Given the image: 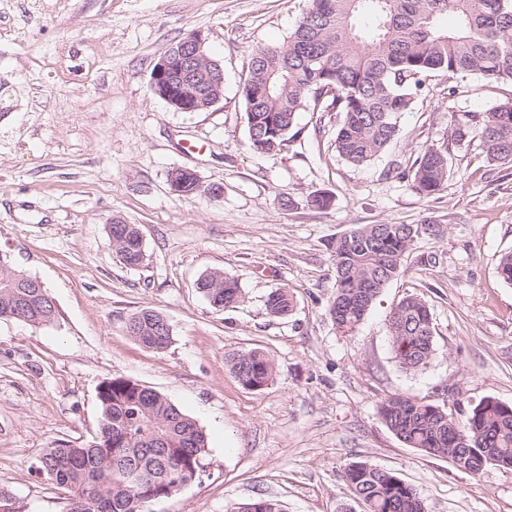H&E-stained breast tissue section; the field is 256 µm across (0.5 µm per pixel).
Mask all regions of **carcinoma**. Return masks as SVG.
Wrapping results in <instances>:
<instances>
[{
  "instance_id": "cac0c4a2",
  "label": "carcinoma",
  "mask_w": 512,
  "mask_h": 512,
  "mask_svg": "<svg viewBox=\"0 0 512 512\" xmlns=\"http://www.w3.org/2000/svg\"><path fill=\"white\" fill-rule=\"evenodd\" d=\"M512 80V0H309L296 28L281 45L255 48L243 80L250 148L281 151L299 133L301 112H337L336 153L362 166L399 134L401 115L415 108L432 77ZM454 137L476 132L491 160L512 164V102L462 119L450 115ZM427 199L448 183V150L427 147L398 173ZM119 262L138 268L147 259L136 224L112 221ZM443 225L357 224L329 245L335 270L328 314L352 334L381 289L397 278L404 258L422 238L443 237ZM32 276L0 253V319L49 323L57 308ZM199 290L217 310L239 303L238 282L220 270L200 277ZM273 317L293 311L285 288L271 291ZM163 314L142 309L125 322L140 345L163 350L172 333L160 332ZM388 331L399 365L416 370L434 354V326L427 302L405 297L390 313ZM243 387L260 391L274 364L251 349L228 356ZM100 424L92 439L45 448L37 471L68 494L69 512H146L149 495L181 491L189 473L204 468L206 437L196 421L156 390L112 378L99 387ZM378 413L387 428L412 448L463 462L475 477L488 466L512 468V405L486 398L456 418L434 403L393 396ZM362 512H425L416 490L397 474L366 461L344 471ZM234 512H284L277 499L259 498Z\"/></svg>"
}]
</instances>
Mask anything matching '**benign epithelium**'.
I'll return each instance as SVG.
<instances>
[{
    "instance_id": "7a95c632",
    "label": "benign epithelium",
    "mask_w": 512,
    "mask_h": 512,
    "mask_svg": "<svg viewBox=\"0 0 512 512\" xmlns=\"http://www.w3.org/2000/svg\"><path fill=\"white\" fill-rule=\"evenodd\" d=\"M205 39L199 32L189 35L178 47L168 48L154 63L151 91L176 112H200L221 99L224 69L217 66L219 85L212 84L207 74L216 62L204 51Z\"/></svg>"
}]
</instances>
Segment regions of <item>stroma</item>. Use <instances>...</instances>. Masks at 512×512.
<instances>
[{
	"label": "stroma",
	"instance_id": "obj_1",
	"mask_svg": "<svg viewBox=\"0 0 512 512\" xmlns=\"http://www.w3.org/2000/svg\"><path fill=\"white\" fill-rule=\"evenodd\" d=\"M308 0H0V251L36 277L55 321L0 319V490L14 512H67L62 489L35 472L43 448L96 433L97 392L123 377L194 418L205 467L151 512H233L273 497L286 512H339L356 503L345 466L366 461L411 484L427 512H512V468L478 477L407 446L380 419L391 396L462 414L486 397L512 404V285L497 273L512 250V165L477 137L453 140L449 114L512 100V81L429 80L391 147L364 166L342 161L333 112L302 113L281 152L249 146L241 86L250 53L287 40ZM224 68V92L202 112L152 93L154 62L194 32ZM448 149V184L423 199L389 176L421 149ZM197 171L203 191L174 194L172 170ZM222 187L221 196L206 187ZM333 197L311 208L315 192ZM138 225L148 259L119 262L112 218ZM444 225L403 262L349 335L328 313V246L356 224ZM220 270L243 291L214 309L198 278ZM285 288L288 316L267 294ZM427 301L435 353L400 367L387 322L407 295ZM160 311L169 347H141L124 329ZM257 348L274 363L268 386L245 389L228 354ZM265 307L273 317L287 316L294 308L293 297L287 289L277 288L267 295Z\"/></svg>",
	"mask_w": 512,
	"mask_h": 512
}]
</instances>
